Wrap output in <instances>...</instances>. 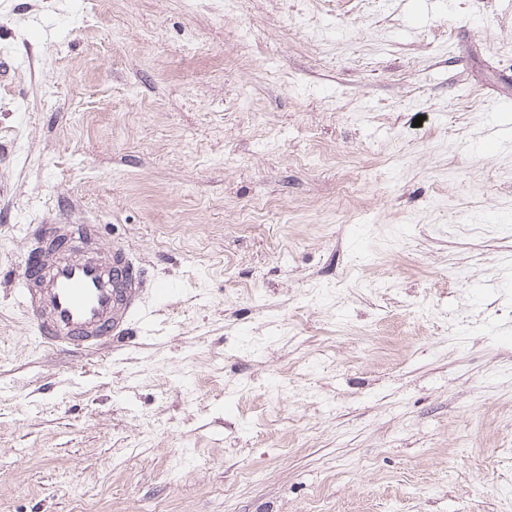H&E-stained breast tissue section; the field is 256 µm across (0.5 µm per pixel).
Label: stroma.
<instances>
[{
  "label": "stroma",
  "instance_id": "obj_1",
  "mask_svg": "<svg viewBox=\"0 0 512 512\" xmlns=\"http://www.w3.org/2000/svg\"><path fill=\"white\" fill-rule=\"evenodd\" d=\"M507 101L512 0H0V512H512ZM66 214L108 350L16 299ZM52 228L53 236L38 251L43 255L34 276L26 262L17 289L20 306L48 347L67 351L112 343L127 333L132 320H143L137 271L121 248L101 255L95 249L79 254L58 247L65 235ZM118 266L126 271L120 278L114 271Z\"/></svg>",
  "mask_w": 512,
  "mask_h": 512
}]
</instances>
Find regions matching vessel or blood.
Segmentation results:
<instances>
[{
	"instance_id": "b4317fda",
	"label": "vessel or blood",
	"mask_w": 512,
	"mask_h": 512,
	"mask_svg": "<svg viewBox=\"0 0 512 512\" xmlns=\"http://www.w3.org/2000/svg\"><path fill=\"white\" fill-rule=\"evenodd\" d=\"M36 273H24L19 304L42 343L95 349L127 333L140 317L139 275L123 249L79 254L49 237Z\"/></svg>"
}]
</instances>
